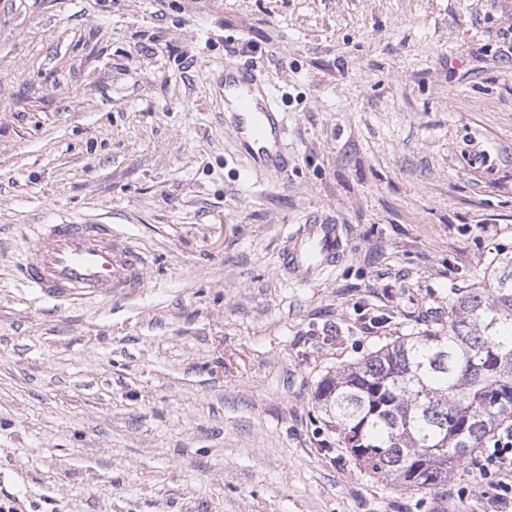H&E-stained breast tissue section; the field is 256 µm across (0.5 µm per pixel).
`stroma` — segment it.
<instances>
[{
	"label": "stroma",
	"mask_w": 512,
	"mask_h": 512,
	"mask_svg": "<svg viewBox=\"0 0 512 512\" xmlns=\"http://www.w3.org/2000/svg\"><path fill=\"white\" fill-rule=\"evenodd\" d=\"M508 45L512 0H0V506L512 512L465 467L361 474L315 398L512 255ZM228 62L281 90L287 172L251 173ZM63 221L130 237L142 291L24 288ZM323 223L346 255L299 283ZM342 254L343 243L336 224H304L291 236L282 260L299 282H307L310 273L322 272Z\"/></svg>",
	"instance_id": "35a3bbf8"
}]
</instances>
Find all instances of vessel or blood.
Segmentation results:
<instances>
[{
  "label": "vessel or blood",
  "instance_id": "1",
  "mask_svg": "<svg viewBox=\"0 0 512 512\" xmlns=\"http://www.w3.org/2000/svg\"><path fill=\"white\" fill-rule=\"evenodd\" d=\"M234 114L238 137L257 149L263 169L285 170L288 158L281 148L283 116L275 85L225 67L221 82ZM343 253L337 225L306 224L291 236L282 260L298 281L332 266ZM147 254L108 224L63 222L39 224L34 243L22 262L26 287L50 299L72 302L101 297L121 299L144 286Z\"/></svg>",
  "mask_w": 512,
  "mask_h": 512
}]
</instances>
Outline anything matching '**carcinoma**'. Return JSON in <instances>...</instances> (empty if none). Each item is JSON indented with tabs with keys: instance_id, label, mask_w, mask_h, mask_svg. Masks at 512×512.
Returning a JSON list of instances; mask_svg holds the SVG:
<instances>
[{
	"instance_id": "carcinoma-1",
	"label": "carcinoma",
	"mask_w": 512,
	"mask_h": 512,
	"mask_svg": "<svg viewBox=\"0 0 512 512\" xmlns=\"http://www.w3.org/2000/svg\"><path fill=\"white\" fill-rule=\"evenodd\" d=\"M361 472L422 492L512 421V256L448 300V329L405 336L320 380Z\"/></svg>"
}]
</instances>
